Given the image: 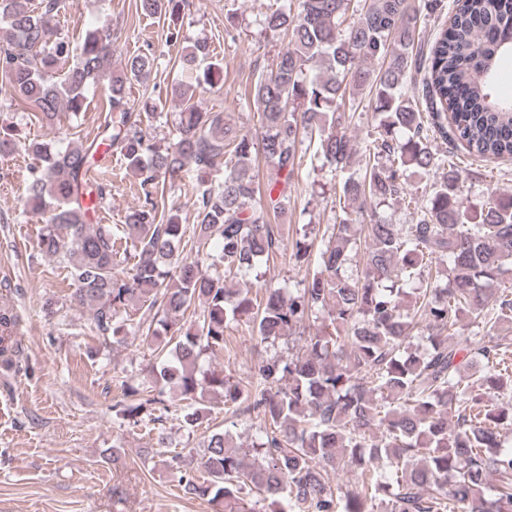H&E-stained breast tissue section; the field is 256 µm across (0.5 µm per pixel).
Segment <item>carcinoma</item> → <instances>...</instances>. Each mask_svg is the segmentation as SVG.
<instances>
[{
  "instance_id": "cac0c4a2",
  "label": "carcinoma",
  "mask_w": 512,
  "mask_h": 512,
  "mask_svg": "<svg viewBox=\"0 0 512 512\" xmlns=\"http://www.w3.org/2000/svg\"><path fill=\"white\" fill-rule=\"evenodd\" d=\"M182 5L139 0L143 13L171 19ZM349 7L350 0L269 7L262 30L289 32L291 40L247 101L258 111V132L228 142L220 113L189 107L161 149L141 129L142 112L155 106L146 98L135 111L126 89L128 76L150 77L151 55L117 72L108 23L75 44L59 33L62 0H0L1 97L55 127L65 112L80 117L101 82L109 86L91 142L52 149L27 140L42 165L28 181L26 208L46 216L40 248L62 258L73 297L92 310L102 335L116 339L145 325L149 335L175 338L146 376L158 396L124 386L123 419L162 422L167 393L193 429L209 395L220 393L224 411L263 423L246 447L227 430L211 434L195 467L171 456L186 494L222 501L224 512H512V194L469 203L455 152L432 148L435 135L447 134L440 119L448 112L454 140L470 156L512 158V101L496 87L512 59V0H458L425 57L413 52L417 20L443 15L446 0H370L344 29ZM375 60L382 66L368 68ZM202 64L203 84H222V62L198 42L183 65ZM421 69L423 111L409 91ZM366 87L377 125L365 165L353 170L348 129L355 95ZM305 145L320 169L344 174L341 194L359 204L358 217L344 211L322 230L302 225L290 258L316 265L311 280L288 294L267 286L258 300L228 281L283 249L267 215L285 213ZM102 152L119 154L141 178L143 202L125 215L133 263L121 273V238L86 203L111 193L101 179L88 183ZM258 154L276 175L263 189ZM220 158L224 179L199 193L189 236L179 215L159 205L156 185L174 183L189 163L206 172ZM424 175L433 183L419 196L410 180ZM394 204L412 209L416 223H388L379 210ZM212 240L221 247V275L201 268L200 248ZM196 301L201 320L186 328L173 320ZM129 309L143 312L138 322L121 317ZM311 318L321 325L298 335L301 351L259 361L244 382L201 370L243 319L259 342L272 344ZM16 325L0 311L6 367L13 350L5 341ZM416 333L425 344L411 342ZM338 469L353 482L333 485L329 472Z\"/></svg>"
}]
</instances>
